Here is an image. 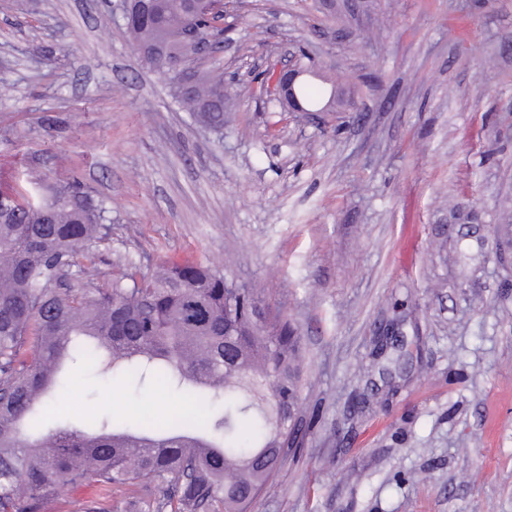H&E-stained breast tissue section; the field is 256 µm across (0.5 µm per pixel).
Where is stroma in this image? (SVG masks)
Returning <instances> with one entry per match:
<instances>
[{"mask_svg":"<svg viewBox=\"0 0 512 512\" xmlns=\"http://www.w3.org/2000/svg\"><path fill=\"white\" fill-rule=\"evenodd\" d=\"M122 2L0 0V175L103 201L99 275L196 258L295 327L298 444L250 512H512V0H233L220 135ZM290 42L352 107L244 93ZM103 388L76 371L49 418L129 411Z\"/></svg>","mask_w":512,"mask_h":512,"instance_id":"stroma-1","label":"stroma"}]
</instances>
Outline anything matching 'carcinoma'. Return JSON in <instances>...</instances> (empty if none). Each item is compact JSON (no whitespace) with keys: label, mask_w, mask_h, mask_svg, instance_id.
Instances as JSON below:
<instances>
[{"label":"carcinoma","mask_w":512,"mask_h":512,"mask_svg":"<svg viewBox=\"0 0 512 512\" xmlns=\"http://www.w3.org/2000/svg\"><path fill=\"white\" fill-rule=\"evenodd\" d=\"M154 18L126 25L135 51L175 39L190 0H154ZM142 61L169 81L199 123L224 128V75L212 69L180 93L168 60ZM0 512H47L68 485L101 497L63 500L66 512H112V495L159 487L138 512H248L284 461L301 407V339L288 319H254L252 289L208 263L187 260L157 273L120 268L103 283L99 246L111 234L103 202L77 182L0 185ZM81 358L149 396L163 382L193 407L165 421L107 415L95 429L57 426L35 438L26 426L47 412L61 362Z\"/></svg>","instance_id":"1"}]
</instances>
